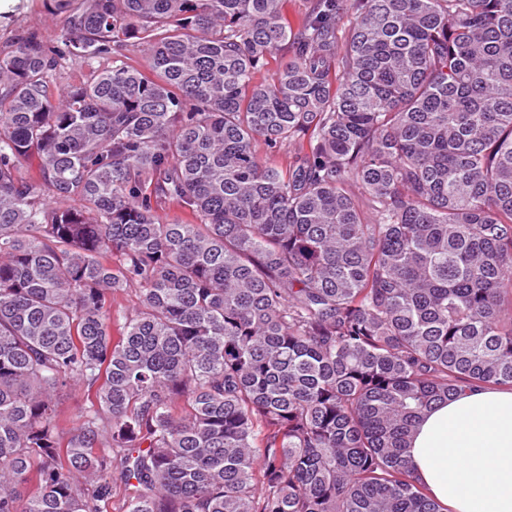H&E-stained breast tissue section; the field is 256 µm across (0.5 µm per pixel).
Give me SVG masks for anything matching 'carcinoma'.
<instances>
[{
	"label": "carcinoma",
	"instance_id": "carcinoma-1",
	"mask_svg": "<svg viewBox=\"0 0 512 512\" xmlns=\"http://www.w3.org/2000/svg\"><path fill=\"white\" fill-rule=\"evenodd\" d=\"M48 2L56 44L0 52V512L116 479L126 512H448L407 448L512 388V0ZM85 402L86 396L82 388H71L62 393L59 410L61 417L66 421L65 432L68 428L75 427L79 423Z\"/></svg>",
	"mask_w": 512,
	"mask_h": 512
}]
</instances>
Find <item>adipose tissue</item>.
Returning <instances> with one entry per match:
<instances>
[{
	"label": "adipose tissue",
	"mask_w": 512,
	"mask_h": 512,
	"mask_svg": "<svg viewBox=\"0 0 512 512\" xmlns=\"http://www.w3.org/2000/svg\"><path fill=\"white\" fill-rule=\"evenodd\" d=\"M409 455L451 512H512V389L468 390L438 403L416 426Z\"/></svg>",
	"instance_id": "1"
}]
</instances>
